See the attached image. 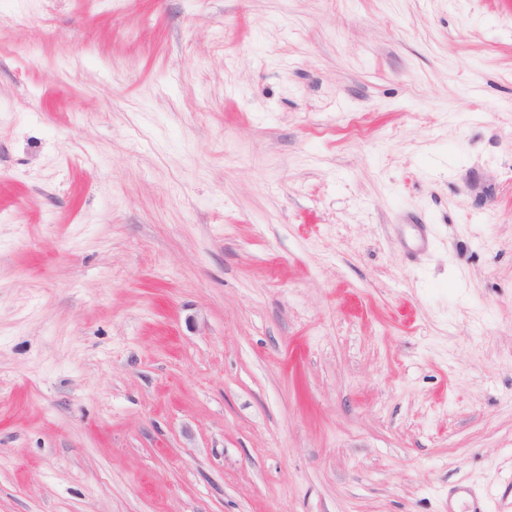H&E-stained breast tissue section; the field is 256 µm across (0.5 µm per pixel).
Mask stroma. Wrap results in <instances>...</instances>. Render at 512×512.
<instances>
[{"label":"stroma","mask_w":512,"mask_h":512,"mask_svg":"<svg viewBox=\"0 0 512 512\" xmlns=\"http://www.w3.org/2000/svg\"><path fill=\"white\" fill-rule=\"evenodd\" d=\"M512 512V0H0V512Z\"/></svg>","instance_id":"35a3bbf8"}]
</instances>
